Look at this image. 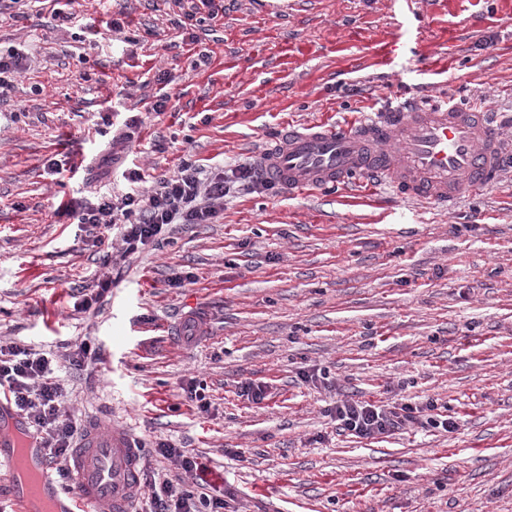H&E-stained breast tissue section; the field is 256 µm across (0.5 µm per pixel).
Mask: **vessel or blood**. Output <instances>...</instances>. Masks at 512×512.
Wrapping results in <instances>:
<instances>
[{
  "label": "vessel or blood",
  "instance_id": "obj_1",
  "mask_svg": "<svg viewBox=\"0 0 512 512\" xmlns=\"http://www.w3.org/2000/svg\"><path fill=\"white\" fill-rule=\"evenodd\" d=\"M504 139L484 108L437 100L401 104L347 124L283 126L259 156L266 179L291 192L326 193L383 178L408 200L451 201L495 182ZM46 450L0 392V468L12 471V512H134L145 461L132 432L88 419L66 482L47 470Z\"/></svg>",
  "mask_w": 512,
  "mask_h": 512
}]
</instances>
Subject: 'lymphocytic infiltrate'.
Masks as SVG:
<instances>
[{
	"mask_svg": "<svg viewBox=\"0 0 512 512\" xmlns=\"http://www.w3.org/2000/svg\"><path fill=\"white\" fill-rule=\"evenodd\" d=\"M127 191L101 194L96 202L69 210L75 223L87 225L88 247L96 249L103 265L127 260L146 246L162 241L172 224H210L224 207L229 189L223 176H203L195 164L182 162L174 175L147 177L141 168L123 171ZM64 366L33 348L17 343L0 344V388L7 389L11 405L44 440L47 461L57 475L81 425L63 408L65 374L94 370L99 355L89 340L71 344ZM329 415L340 431L359 438L392 436L409 426L450 432L456 422L436 400L391 402L340 401ZM154 454L183 473L177 480L150 482L146 512H224L223 494H210L209 469L194 450L158 440Z\"/></svg>",
	"mask_w": 512,
	"mask_h": 512,
	"instance_id": "lymphocytic-infiltrate-1",
	"label": "lymphocytic infiltrate"
}]
</instances>
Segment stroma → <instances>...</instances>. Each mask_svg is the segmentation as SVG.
<instances>
[{
    "mask_svg": "<svg viewBox=\"0 0 512 512\" xmlns=\"http://www.w3.org/2000/svg\"><path fill=\"white\" fill-rule=\"evenodd\" d=\"M198 2L60 0L81 26L59 31L30 0L29 18L0 22V50L33 58L0 105V340L61 355L95 337L101 361L67 377L66 408L200 451L234 495L225 512H512V167L447 205L238 180L285 124L407 100L481 105L512 137V0H224L195 45L172 21ZM202 47L211 62L193 68ZM106 114L113 133L143 122L120 165L95 132ZM65 156L73 177L44 174ZM184 160L223 174V211L126 263L102 266L58 212L124 191V166ZM177 271L194 284L168 287ZM104 275L97 311L74 312L71 289ZM196 313L193 338L168 336ZM190 378L209 413L186 400ZM245 381L262 404L241 397ZM345 398H433L457 427L340 435L326 412Z\"/></svg>",
    "mask_w": 512,
    "mask_h": 512,
    "instance_id": "stroma-1",
    "label": "stroma"
}]
</instances>
